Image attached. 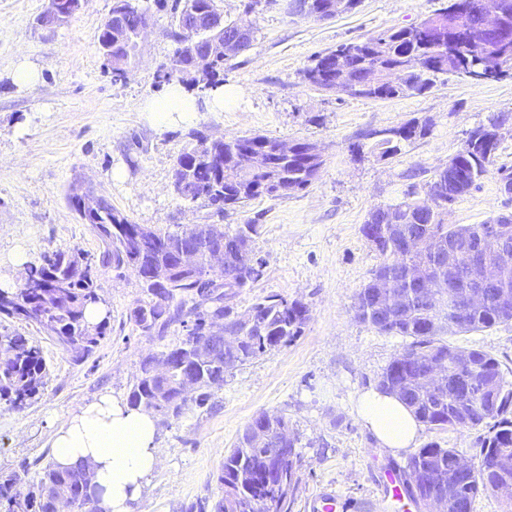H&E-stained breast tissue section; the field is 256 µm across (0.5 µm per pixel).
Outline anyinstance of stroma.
<instances>
[{
    "mask_svg": "<svg viewBox=\"0 0 512 512\" xmlns=\"http://www.w3.org/2000/svg\"><path fill=\"white\" fill-rule=\"evenodd\" d=\"M133 2L149 25L135 66L117 77L98 49L113 0H86L81 12L54 28L36 23L47 0H0V278L20 287L11 265L19 252L33 264L56 251H79L97 263L103 245L69 202L76 184L105 196L134 223L170 233L196 224L229 232L256 225L252 248L263 261L262 273L233 306L242 313L277 295L305 302L310 320L290 344L226 370L208 407H189L160 425L161 461L132 512H187L199 500L220 498L224 455L262 412L287 415L298 440L293 512H309V499L325 487L346 502L345 512H390L376 484L386 470L405 469L410 453L382 447L357 418L354 401L377 385L410 340L379 333L355 317L356 297L380 262L360 228L370 210L403 201L407 191L425 198L427 182L470 131L494 115H512V77L476 83L448 74L423 94L350 98L304 80L313 58L342 43L417 24L444 0H361L353 12L329 20L293 14L288 0H215L225 19L253 29L249 47L224 68V83L239 91L240 100L221 112L200 110L193 121L161 132L141 105L168 85L176 0ZM22 63L38 70L35 84L14 83ZM413 118L429 124L426 137L401 143L390 157L373 151L370 132ZM252 134L309 141L325 163L306 189L222 212L175 191L176 160L198 136ZM356 144L362 155L353 154ZM117 168L124 169L123 180L113 179ZM505 170L512 172V131L501 139L496 166L477 189L455 201L449 223L479 224L512 212V197L502 191ZM95 275L107 333L85 362H74L38 325L0 313V335L29 336L49 368L46 387L30 405L19 411L0 405L2 475L23 470L28 480L37 479L50 460L58 419L105 392L127 399L142 358L161 354L187 334L176 325L159 338L136 326L130 313L145 294L131 270L98 266ZM449 342L489 353L512 381V323L453 335ZM479 437L476 430L424 426L418 443L435 442L474 460Z\"/></svg>",
    "mask_w": 512,
    "mask_h": 512,
    "instance_id": "obj_1",
    "label": "stroma"
}]
</instances>
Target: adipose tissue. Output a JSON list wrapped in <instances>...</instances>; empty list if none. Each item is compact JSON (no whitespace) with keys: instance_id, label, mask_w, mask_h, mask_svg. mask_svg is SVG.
<instances>
[{"instance_id":"1","label":"adipose tissue","mask_w":512,"mask_h":512,"mask_svg":"<svg viewBox=\"0 0 512 512\" xmlns=\"http://www.w3.org/2000/svg\"><path fill=\"white\" fill-rule=\"evenodd\" d=\"M235 101L236 92L230 88L209 91L202 100L183 84L173 83L162 95L146 99L141 109L162 131L176 120L192 119L200 109L220 112ZM356 414L383 447L400 451L418 440L420 424L413 413L379 388L371 387L358 395ZM157 435L154 414L130 407L105 392L58 422L50 455L58 467L85 465L93 470L94 495L102 512H132L131 505L145 479L160 463Z\"/></svg>"}]
</instances>
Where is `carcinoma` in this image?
Segmentation results:
<instances>
[{
	"mask_svg": "<svg viewBox=\"0 0 512 512\" xmlns=\"http://www.w3.org/2000/svg\"><path fill=\"white\" fill-rule=\"evenodd\" d=\"M341 2L336 14L356 9L360 0H307L306 17L320 19L326 9ZM464 0H448V5L434 12L438 17L454 14L456 29L467 36L455 45V57H448V45L435 40V34L424 22L391 29L360 42L341 44L336 50L348 57V84L342 94L363 99H392L433 88L439 76L456 74L473 79L483 72V47L480 39L482 19L471 9L461 7ZM120 13L122 26L104 23L98 35V46L112 44L115 55L131 61L135 58L137 40L129 38L138 32L143 11L132 0H115L112 13ZM328 52L316 55L313 64L304 71L310 85L327 90L322 72ZM505 123L503 116L474 129L454 152L455 175L451 184L452 199L478 187L479 180L494 166L500 144L498 136L488 133ZM398 136L386 135L387 145L382 156L397 152L398 144L426 136L429 126L411 119L394 129ZM278 138L266 135L240 136L229 141H213L208 146L184 151L178 158L174 174L189 180L192 200L203 199L220 210L235 208L252 199L286 196L312 184L316 168L324 160H316L308 150L313 144L296 142L293 156L284 158L277 153ZM266 152L271 169L276 171L281 186L271 184L270 174L254 171L249 166L248 153ZM224 158L219 170L207 162L210 153ZM389 212L399 223L383 225L389 253H379L382 262L373 278L387 274L395 288L388 295L367 283L357 295L356 318L378 332L411 338L406 350L395 357L382 372L378 387L396 395L416 419L430 429L467 428L488 432L480 439L479 461L470 472L456 471L451 461L456 452L435 442L414 453L407 463V495L419 502L413 487L429 492L446 485L465 502L471 512L475 498L491 494L500 498L512 512V496H503L499 488L512 482V382L505 379L500 362L480 349L468 350L470 362L465 366L450 364L441 389H423L421 364L429 357L448 358L456 347L444 340L445 335H457L489 329L512 322V312L500 308L499 300L512 297V235L502 254L488 256L493 277L484 289L481 304L459 316H430L419 303L417 287L408 278L411 268L426 265L432 269L437 292L448 294V276L437 270L434 252L400 254L399 240L405 236L426 237L433 241L450 242L460 248H474L495 217L480 224H450L448 208L429 216L416 207L411 197L388 207H377L373 213ZM112 204L100 198L96 214L90 217L92 231L105 249L103 267H127L137 276L141 288L150 296L145 304L137 305L131 319L149 336L162 337L174 323L188 326L182 342L165 352L171 365L167 373L155 369L156 358L145 357L133 384L128 402L136 408L153 413L165 423L179 418L194 404L202 408L214 392L224 385V371L243 365L257 356L275 350L301 335L310 319L307 304L271 295L254 303L243 313L234 311L231 299L249 288L259 277L251 268H239L236 257L244 242H252L257 225L243 224L224 235V289L210 285L213 267L208 254L199 249L207 237L208 225L196 224L181 233H166L153 229L135 236L138 225L127 219L114 223ZM183 243L198 251V263L193 275L174 274L164 284L147 283L153 270L160 265H172L175 258L168 251L170 243ZM7 297L14 308L6 315L32 322L51 335L69 352L76 363L85 361L106 335V324H90L85 312L102 301L91 262L81 253L65 255L48 253L39 264L28 267L27 281L14 292L0 289V298ZM253 315L262 322L265 332L257 336L247 333V339L233 347L224 344V337L214 334L210 320H223L224 328L243 330L245 316ZM210 345L215 359L206 366L189 362L191 349ZM48 380L47 364L40 348L20 334L0 335V401L17 410L31 404ZM256 425L272 435L264 448H254L248 439L249 427ZM289 428L288 417L278 413H261L254 417L239 434L234 448L224 456V466L218 482L224 489V499L212 505L211 512H268L267 505L280 504L285 486H295L299 453L281 459V449L294 448L297 439L284 435ZM94 472L88 467L60 469L49 462L36 482L26 480L17 472L0 476V512H55L53 494L61 495L68 512H101L90 489Z\"/></svg>",
	"mask_w": 512,
	"mask_h": 512,
	"instance_id": "1",
	"label": "carcinoma"
}]
</instances>
